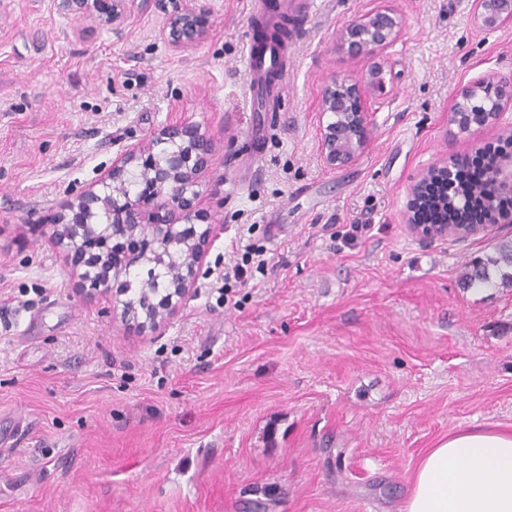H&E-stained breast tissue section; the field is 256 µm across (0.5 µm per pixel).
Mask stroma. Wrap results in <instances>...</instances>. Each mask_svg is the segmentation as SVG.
<instances>
[{
  "label": "stroma",
  "instance_id": "stroma-1",
  "mask_svg": "<svg viewBox=\"0 0 512 512\" xmlns=\"http://www.w3.org/2000/svg\"><path fill=\"white\" fill-rule=\"evenodd\" d=\"M312 2L287 87L257 112L251 0H197L210 27L185 51L154 4L113 30L0 0V512H404L428 449L512 432V288L461 285L489 237L404 222L428 169L512 132V107L470 134L448 122L465 88L512 74V26H477L471 0ZM382 7L401 33L380 88L339 33ZM343 76L368 139L330 168L321 94ZM182 120L215 144L197 207L223 228L194 295L142 331L81 290L52 217ZM248 244L263 272L220 296Z\"/></svg>",
  "mask_w": 512,
  "mask_h": 512
}]
</instances>
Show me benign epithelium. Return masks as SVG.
<instances>
[{
	"label": "benign epithelium",
	"instance_id": "obj_1",
	"mask_svg": "<svg viewBox=\"0 0 512 512\" xmlns=\"http://www.w3.org/2000/svg\"><path fill=\"white\" fill-rule=\"evenodd\" d=\"M151 0H54L55 9L67 16L89 18L100 26L119 27L128 13ZM171 9L160 35L176 51L201 43L208 33V17L196 0H169ZM473 21L482 27L512 24V0H473ZM399 22L387 10L355 18L341 30L348 53L360 60L380 56L398 38ZM496 88L486 99L487 86ZM360 99L356 79L334 78L321 96V158L337 168L361 154L369 126L363 108L344 110L345 100ZM512 105V75L495 76L474 83L457 97L450 109V124L460 133H471L496 123L505 105ZM213 151V144L192 122H176L147 140L128 147L112 162V169L69 202L53 224V239L63 247L80 273L84 285L102 294L112 281L125 275L156 249L176 256L168 287L154 288L143 281L137 299L121 301V317L156 327L177 305L195 292V271L203 263V244L219 228L196 209L200 196L199 174ZM404 223L430 238L468 237L493 228L491 224H417L409 213Z\"/></svg>",
	"mask_w": 512,
	"mask_h": 512
}]
</instances>
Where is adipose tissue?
<instances>
[{
  "label": "adipose tissue",
  "instance_id": "obj_1",
  "mask_svg": "<svg viewBox=\"0 0 512 512\" xmlns=\"http://www.w3.org/2000/svg\"><path fill=\"white\" fill-rule=\"evenodd\" d=\"M405 512H512V433L461 430L429 449Z\"/></svg>",
  "mask_w": 512,
  "mask_h": 512
}]
</instances>
